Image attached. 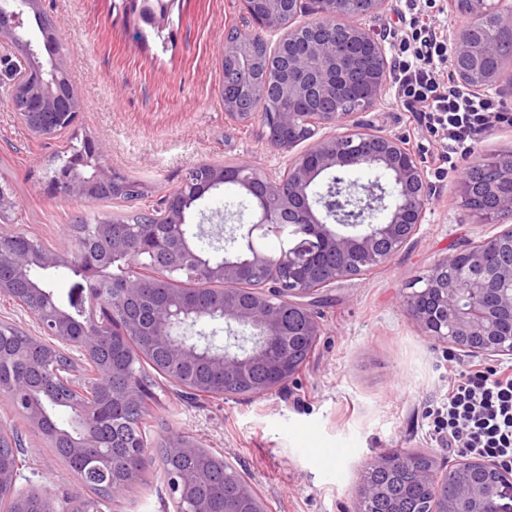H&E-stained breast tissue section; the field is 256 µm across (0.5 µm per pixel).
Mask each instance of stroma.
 <instances>
[{
	"label": "stroma",
	"mask_w": 512,
	"mask_h": 512,
	"mask_svg": "<svg viewBox=\"0 0 512 512\" xmlns=\"http://www.w3.org/2000/svg\"><path fill=\"white\" fill-rule=\"evenodd\" d=\"M43 8L58 22L69 78L83 94L78 135L99 139L113 170L143 181L145 205L179 186L199 162L247 159L270 175L283 174L290 155L268 144L261 115L243 121L224 110V36L254 28L241 0H174L156 29L124 12L121 0H44ZM355 119L429 153L441 150L394 90ZM68 139L32 135L0 101V183L16 202L9 223L58 249L67 248L75 216L128 209L120 201L95 204L45 190L42 177ZM471 158L441 173L425 163L438 197L418 234L370 275L320 293L312 305L321 325L316 347L283 386L262 396L194 401L165 386L151 409L154 441L180 434L218 452L266 512H356L362 470L385 450L426 452L448 468L463 462L464 454L438 442L430 415L447 397L455 371L482 358L424 336L401 301L440 258L499 230L480 222L457 194V175ZM242 200L238 190L218 188L198 201L188 220L202 227L201 248H209ZM0 429L21 430L26 438L18 488L47 487L65 499L80 492L76 475L3 396ZM110 512H173L163 471L152 468L148 487L115 499Z\"/></svg>",
	"instance_id": "1"
}]
</instances>
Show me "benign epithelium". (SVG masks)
Instances as JSON below:
<instances>
[{
    "label": "benign epithelium",
    "instance_id": "1",
    "mask_svg": "<svg viewBox=\"0 0 512 512\" xmlns=\"http://www.w3.org/2000/svg\"><path fill=\"white\" fill-rule=\"evenodd\" d=\"M130 3L146 22L168 7V0ZM387 4L388 0H242L256 30L235 29L224 38V61L231 63L230 78L222 85L224 111L249 118L263 110L273 94L282 106L268 122L270 145L291 150L308 140L312 144L294 156L279 177L249 161L211 165L200 178L192 167L162 198L163 233L146 239L140 251L157 267L150 336L171 365L205 364L226 378L247 379L263 363L290 378L293 352L281 337L320 335V324L302 299L386 264L418 233L435 196L418 155L398 137L351 122L353 114L375 109L391 83L384 40L367 25ZM449 5L451 13L469 17L467 24L451 23L445 31L455 82L476 95L512 94V82L502 83V66H488L503 59L505 44L512 45V3L449 0ZM302 14L311 19L299 21ZM36 18L41 28L58 31L42 10V0H0V60L7 65L10 107L32 134L50 137L76 127L83 101L73 83L59 84L62 54L49 51L42 58L32 44L31 23ZM269 31L279 33L273 46L264 36ZM105 156L101 143L84 138L80 148L47 173V188L89 201L102 186L123 187ZM482 162L483 167L473 164V176L459 178V198L483 223L512 219V151L484 156ZM356 170L369 172L374 179L363 186L346 180ZM228 184L250 198L255 220L245 234L248 249L214 261L187 237V215L205 193ZM14 207L11 192L0 186V236L12 234L4 219ZM270 224L280 225L281 233L294 227L311 237L319 255L313 275L301 278L295 272L309 259L308 245L283 244L273 253L255 244L254 232L264 233ZM95 231L107 259L93 260L83 239H72L66 252L28 244L7 256L15 279L24 287L0 281V293L20 305L34 324L21 346L7 351L0 343V360L42 364L73 340L85 358L81 370L59 376L71 397L76 436L70 438L67 451L75 462L90 449L102 447L96 424L112 416V400L104 394L115 370L98 360L94 350L109 337V323H137L129 303L142 296L135 265L112 288L96 287L105 266L128 260L129 248L113 233L112 222H100ZM190 264L198 271L196 291L208 296L205 306L169 287V274ZM35 265L44 271L66 266L85 280L86 286L68 297V304L83 310L82 320L53 294L26 287ZM268 268L282 271L278 281L262 293L245 287ZM87 300L92 302L88 310ZM402 306L420 331L439 343L511 360L512 225L439 259L422 279V287L403 297ZM287 313L296 317L286 325ZM204 319L224 325V346L215 347L211 336L195 330ZM13 405L38 428L48 420L42 403L24 391L13 396ZM197 453L192 438L167 449L169 495L188 503L186 512H211L197 491L212 482V470L203 465L174 466L176 460ZM454 473L450 488L436 459L419 471V484L433 501V512H512V476L507 471L472 459L455 467ZM19 476L18 456L7 461L0 457V500H9L8 512H23L25 492L17 487ZM386 494L385 485L363 480L356 496L364 500Z\"/></svg>",
    "mask_w": 512,
    "mask_h": 512
}]
</instances>
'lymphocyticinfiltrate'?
I'll return each instance as SVG.
<instances>
[{"label":"lymphocytic infiltrate","instance_id":"1","mask_svg":"<svg viewBox=\"0 0 512 512\" xmlns=\"http://www.w3.org/2000/svg\"><path fill=\"white\" fill-rule=\"evenodd\" d=\"M408 31L392 71L403 111L423 122L446 145L442 161L470 154L489 132L512 126V113L501 111L488 96H474L445 83L448 66L443 39L417 0H405ZM434 429L449 450L512 468V365L462 371L448 387V399L437 413Z\"/></svg>","mask_w":512,"mask_h":512}]
</instances>
